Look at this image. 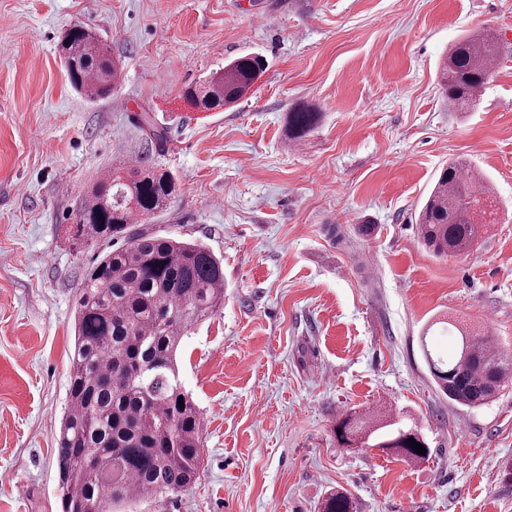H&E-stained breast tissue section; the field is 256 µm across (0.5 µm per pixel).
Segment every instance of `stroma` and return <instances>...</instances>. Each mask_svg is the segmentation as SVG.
<instances>
[{
  "mask_svg": "<svg viewBox=\"0 0 512 512\" xmlns=\"http://www.w3.org/2000/svg\"><path fill=\"white\" fill-rule=\"evenodd\" d=\"M77 24L119 66L111 98L66 78L56 45ZM478 27L504 55L478 109L454 112L438 62ZM245 54L265 60L250 97L220 112L183 99ZM304 106L321 121L295 146L288 114ZM140 158L177 187L147 228L220 258L224 305L177 350L200 474L134 512H318L339 487L359 512H512V383L458 405L421 352L456 355L441 319L512 351V0H0V512H62L75 307L110 249L69 230L100 176ZM460 159L500 221L438 258L415 217ZM349 409L418 426L429 459L339 447Z\"/></svg>",
  "mask_w": 512,
  "mask_h": 512,
  "instance_id": "stroma-1",
  "label": "stroma"
}]
</instances>
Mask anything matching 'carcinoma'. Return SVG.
<instances>
[{"label":"carcinoma","instance_id":"cac0c4a2","mask_svg":"<svg viewBox=\"0 0 512 512\" xmlns=\"http://www.w3.org/2000/svg\"><path fill=\"white\" fill-rule=\"evenodd\" d=\"M503 51L501 39L487 27L450 45L439 62L448 108L478 107ZM58 54L74 89L93 100L111 95L118 67L90 30L69 29ZM264 69L258 55L238 57L207 83L186 87L183 98L203 111L222 109L243 98ZM320 119L321 113L309 108L288 113L289 140L302 141ZM176 196L169 172L134 162L124 172L101 177L78 209L80 244L122 239L125 245L97 259L77 300L72 374L57 448L63 512H118L159 493L177 495L199 474L200 410L181 387L176 353L182 337L223 303L224 268L200 243L136 227L143 217L170 208ZM497 213L488 183L468 163L453 161L418 212L420 242L437 257L466 254L497 223ZM423 354L440 392L464 407L487 404L512 381V355L484 336L461 333L458 353L449 361L426 346ZM376 420L371 412L345 413L334 429L338 444L347 447L367 432L373 447L386 453L412 462L429 458L431 450L416 430H387L374 425ZM409 438L426 454L415 453ZM319 512H357V504L338 489Z\"/></svg>","mask_w":512,"mask_h":512}]
</instances>
